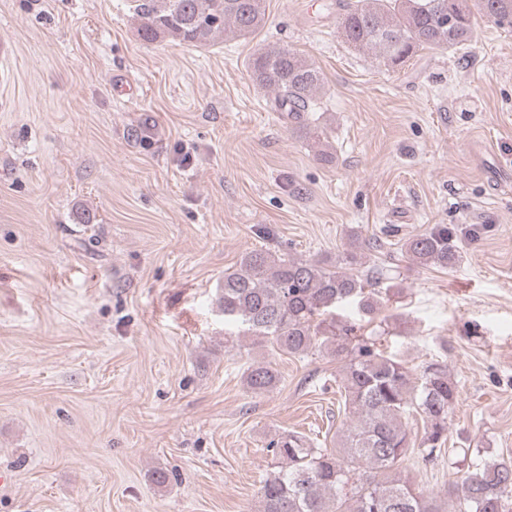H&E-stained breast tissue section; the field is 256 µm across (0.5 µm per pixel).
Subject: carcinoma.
<instances>
[{"label": "carcinoma", "mask_w": 512, "mask_h": 512, "mask_svg": "<svg viewBox=\"0 0 512 512\" xmlns=\"http://www.w3.org/2000/svg\"><path fill=\"white\" fill-rule=\"evenodd\" d=\"M137 29L146 42L169 39L205 46L230 32L254 34L266 24V0H133ZM346 41L369 49L386 65L399 67L420 49L464 48L475 15L512 27V0H327ZM248 69L253 84L274 93L272 107L299 120L313 111L322 86L317 67L285 47L264 48ZM366 241L352 243L335 261L301 260L252 250L224 273L219 298L227 322L246 326L261 342L290 356L323 348L342 361L338 389L349 421L338 433V448H313L295 432L271 442L278 465L263 478L259 512H445L442 500L423 494L401 475L412 453L426 462L443 456L448 419L458 404L459 386L443 360L417 373L386 353L369 336L352 342L335 310L348 307L361 317L382 305V270H360ZM421 268L452 271L462 255L448 226L413 235L402 244ZM269 362L246 369L247 389L261 395L279 383ZM424 423L412 434L411 418ZM447 499L458 512H507L512 502V460L471 463L448 484Z\"/></svg>", "instance_id": "carcinoma-1"}]
</instances>
